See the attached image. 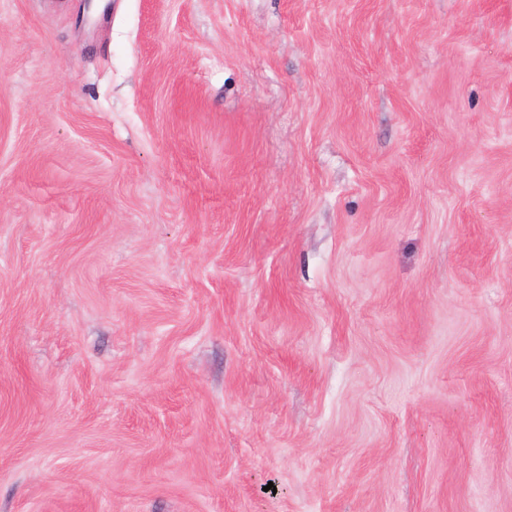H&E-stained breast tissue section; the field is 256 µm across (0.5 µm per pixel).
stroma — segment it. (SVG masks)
Wrapping results in <instances>:
<instances>
[{
    "mask_svg": "<svg viewBox=\"0 0 512 512\" xmlns=\"http://www.w3.org/2000/svg\"><path fill=\"white\" fill-rule=\"evenodd\" d=\"M0 0V512H512V0Z\"/></svg>",
    "mask_w": 512,
    "mask_h": 512,
    "instance_id": "obj_1",
    "label": "stroma"
}]
</instances>
